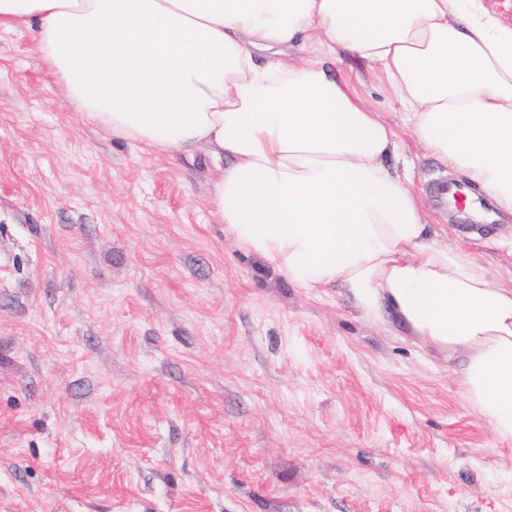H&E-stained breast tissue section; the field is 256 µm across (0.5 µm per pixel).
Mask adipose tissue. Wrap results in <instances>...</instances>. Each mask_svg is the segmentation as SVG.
Segmentation results:
<instances>
[{
    "label": "adipose tissue",
    "mask_w": 512,
    "mask_h": 512,
    "mask_svg": "<svg viewBox=\"0 0 512 512\" xmlns=\"http://www.w3.org/2000/svg\"><path fill=\"white\" fill-rule=\"evenodd\" d=\"M450 0H0L66 101L157 153L205 151L224 231L309 293L464 354L462 387L512 440V280L432 239L399 136L331 65L375 70L417 140L512 208V31ZM276 54L275 64L258 61Z\"/></svg>",
    "instance_id": "1"
}]
</instances>
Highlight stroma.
Listing matches in <instances>:
<instances>
[{
	"instance_id": "obj_1",
	"label": "stroma",
	"mask_w": 512,
	"mask_h": 512,
	"mask_svg": "<svg viewBox=\"0 0 512 512\" xmlns=\"http://www.w3.org/2000/svg\"><path fill=\"white\" fill-rule=\"evenodd\" d=\"M358 75L426 222L512 279V214L458 231L452 168ZM211 172L97 129L0 30V512H512L461 359L240 249Z\"/></svg>"
}]
</instances>
